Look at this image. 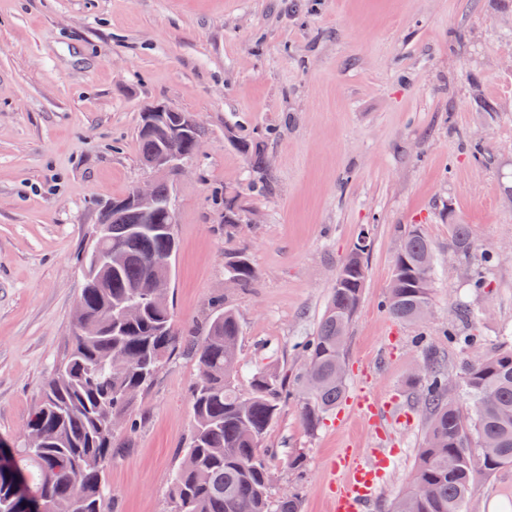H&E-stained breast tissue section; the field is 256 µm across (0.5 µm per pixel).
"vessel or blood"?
<instances>
[{
	"label": "vessel or blood",
	"mask_w": 512,
	"mask_h": 512,
	"mask_svg": "<svg viewBox=\"0 0 512 512\" xmlns=\"http://www.w3.org/2000/svg\"><path fill=\"white\" fill-rule=\"evenodd\" d=\"M390 465L389 457H382L375 463L361 461L354 450L344 449L337 467L334 512H368L380 475Z\"/></svg>",
	"instance_id": "1"
}]
</instances>
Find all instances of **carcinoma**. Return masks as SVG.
I'll return each mask as SVG.
<instances>
[{
  "mask_svg": "<svg viewBox=\"0 0 512 512\" xmlns=\"http://www.w3.org/2000/svg\"><path fill=\"white\" fill-rule=\"evenodd\" d=\"M206 136L204 126L177 145L183 158L197 157L194 142ZM140 156L166 148L159 133L137 130ZM225 140L250 164L252 189L268 186V162L260 145L228 129ZM470 157L483 167L496 165V154L480 141ZM246 209L224 195V239L244 221ZM103 248L109 264L84 260V286L79 300L87 319L97 326L90 336L74 334L66 356L43 387L32 412L33 443L19 441L8 460L0 459V512H27L19 491L27 492L50 512H104L103 475L112 455L115 429L110 418L124 419L130 392L140 393L160 369L178 355L196 359L199 374L190 393L194 428L182 462L170 482L171 512H301L296 491L273 496L268 453L261 441L288 397V384L270 366L252 374L249 387L239 386L241 327L230 305L215 306L205 334L175 331L169 300L155 301L157 286L167 287L177 238L163 213L151 223L138 208L115 200L109 213ZM451 242L459 256L473 253L465 224H452ZM369 251L346 256L336 275L316 334L300 345L304 362L298 376L300 418L311 434L336 410L347 391L346 353L349 327L360 303ZM224 274L239 288H250L257 270L250 255L231 248ZM433 288V250L427 236L413 227L401 234L392 282L381 307L393 318L420 321ZM141 305L136 319H122L130 304ZM448 343L479 348L485 339L451 327ZM426 367L419 400L427 428L408 486L393 500L391 512H465L479 474L512 466V349L500 346L464 370L461 387L471 404L466 412L448 399V370L424 338L416 340ZM121 355L125 365L112 366Z\"/></svg>",
  "mask_w": 512,
  "mask_h": 512,
  "instance_id": "cac0c4a2",
  "label": "carcinoma"
}]
</instances>
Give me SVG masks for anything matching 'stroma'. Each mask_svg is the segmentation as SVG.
Masks as SVG:
<instances>
[{
  "label": "stroma",
  "instance_id": "1",
  "mask_svg": "<svg viewBox=\"0 0 512 512\" xmlns=\"http://www.w3.org/2000/svg\"><path fill=\"white\" fill-rule=\"evenodd\" d=\"M165 101L207 130L175 179L178 251L171 284L179 332L201 333L214 300L233 305L245 368L300 369L342 259L363 226L372 248L349 329L348 393L316 433L290 396L263 445L274 493L298 489L302 512H332L343 449L390 453L370 512L409 483L426 419L419 336L459 379L465 363L512 343V0H0V439L21 433L42 383L66 354L83 288L80 259L107 199L149 177L142 110ZM261 141L272 190L253 196L226 129ZM490 145L494 167L468 157ZM252 220L234 247L253 287L224 277V196ZM420 225L434 254L427 320L380 306L401 230ZM467 225L491 285L468 288L450 227ZM485 348L449 344L459 297ZM188 356L171 360L130 409L105 471L107 512H168L172 471L188 446ZM377 408L363 418L356 394ZM303 453V473L288 467ZM512 512V466L477 476L467 512Z\"/></svg>",
  "mask_w": 512,
  "mask_h": 512
}]
</instances>
